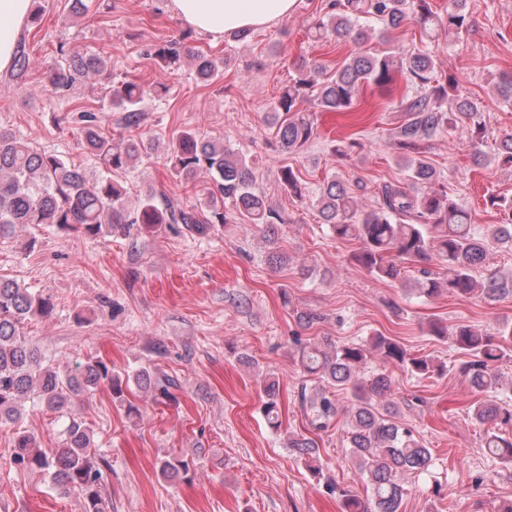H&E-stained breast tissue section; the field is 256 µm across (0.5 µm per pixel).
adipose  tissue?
Here are the masks:
<instances>
[{
  "label": "adipose tissue",
  "mask_w": 512,
  "mask_h": 512,
  "mask_svg": "<svg viewBox=\"0 0 512 512\" xmlns=\"http://www.w3.org/2000/svg\"><path fill=\"white\" fill-rule=\"evenodd\" d=\"M296 0H172L188 26L218 37L245 27H263L291 14ZM32 0H0V71L13 62L17 38Z\"/></svg>",
  "instance_id": "adipose-tissue-1"
}]
</instances>
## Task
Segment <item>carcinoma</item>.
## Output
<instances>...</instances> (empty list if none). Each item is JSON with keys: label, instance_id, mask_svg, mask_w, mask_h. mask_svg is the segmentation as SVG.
<instances>
[{"label": "carcinoma", "instance_id": "obj_1", "mask_svg": "<svg viewBox=\"0 0 512 512\" xmlns=\"http://www.w3.org/2000/svg\"><path fill=\"white\" fill-rule=\"evenodd\" d=\"M466 4L467 0H449L448 9L441 14L432 9L431 0H330L327 11L312 20L311 37L338 45L352 43L359 50L346 56L325 79L319 78V67L306 60L299 62L298 76L275 111L269 113L268 124L281 151L299 153L317 134L314 113L301 110V102L310 100L323 111H347L353 107L360 86L386 88L395 74L403 76L412 90L398 103L405 117L396 136L405 181L383 184L376 205L360 208L348 188L332 178L316 195L319 215L336 238L358 240L360 247L352 260L377 279L400 280L405 264L412 263L418 267L415 291L421 297L431 299L446 292L495 302L512 297V272L491 273L484 280L475 272L490 252L512 251V198L489 197L490 206L505 218L479 236L470 211L445 189L435 188L440 174L420 154L422 141L458 128L472 144L482 143L485 123L481 109L474 100L458 94L454 77H439L433 56L425 50L403 53L390 48L372 53L360 49L372 39L375 22L393 31L411 19L428 38L442 30L460 34L469 24ZM147 55L169 71L179 70L189 59L196 79L206 84L220 72L217 61L194 53L181 41L156 44ZM105 67L104 57L83 55L61 41L48 77L56 91L64 92ZM143 98L144 89L133 80L112 89V108L123 113L126 127L140 126ZM79 121L80 140L93 161L89 170L68 162L61 154L37 149L21 134L0 129V242L14 238L22 228L40 224L60 229L76 226L91 236L117 224H182L204 235L210 225L227 224L237 215L266 233L268 242L275 241L271 231L281 223V216L254 190L255 174L247 160L224 142L187 130L179 132L167 150V162L177 177L191 182L204 172L210 175L211 184L206 187L208 215L201 216L194 204L176 208L158 202L151 194L131 211L127 189L113 175L126 172L150 155L151 143L141 136L115 139L104 135L94 112L80 113ZM496 161L503 168H512V134L502 137ZM280 182L290 196L299 200L309 197L310 187L300 170L282 167ZM435 260L448 265V275L430 270ZM53 309L51 297L0 276V423L15 421L19 401L30 395L47 410L61 414L69 409L70 395L81 389L104 386L114 396H123L125 376L102 360L87 364L75 375H62L41 362L20 328L27 319L47 316ZM430 333L448 337L468 357L460 371L478 395L468 407L470 417L486 426L484 447L488 454L512 463V438L500 432L504 427L512 428V405L499 398L503 381L497 369L508 356L506 342L512 340V321L500 324L494 335L466 324L451 331L434 324ZM374 357L398 364L419 378L447 372L446 366L427 356L415 357L398 340L382 334L365 343L337 344L325 338L299 348L303 372L317 379L313 388L303 386L300 391L301 408L314 429L326 431L333 426L341 412L336 392L343 391L352 398L345 412L346 455L370 491V498L363 501L342 492L343 512H400L405 496L401 476L427 468L431 460L430 450L409 428L395 421L399 404L392 398V378L380 370L366 372ZM136 380L163 398L174 386L171 379L153 378L146 370ZM261 410L268 427L278 431L282 425L278 382L264 386ZM288 448L308 463L319 456L317 441L302 433L288 436ZM12 462L52 474L54 485L62 492L74 491L82 497L84 512H106L102 471L106 461L96 456L93 438L78 419L70 418L63 447L56 453L41 448L31 434L17 432ZM188 471L189 462L177 456L164 459L160 465L166 479Z\"/></svg>", "mask_w": 512, "mask_h": 512}]
</instances>
